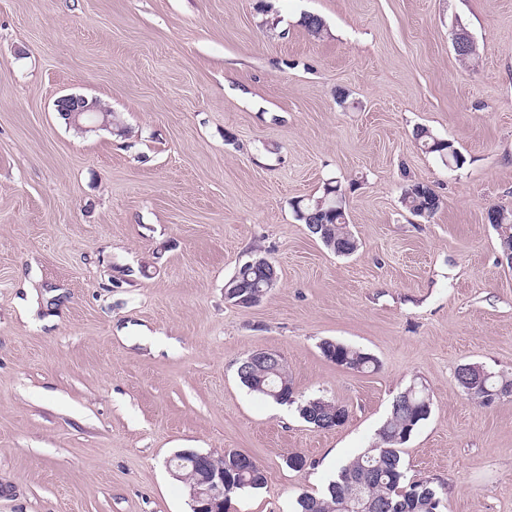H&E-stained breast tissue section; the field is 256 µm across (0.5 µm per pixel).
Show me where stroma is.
Returning <instances> with one entry per match:
<instances>
[{"mask_svg": "<svg viewBox=\"0 0 512 512\" xmlns=\"http://www.w3.org/2000/svg\"><path fill=\"white\" fill-rule=\"evenodd\" d=\"M66 94L100 100L111 128L68 126ZM335 180L349 256L294 213ZM413 182L441 197L431 218L405 208ZM494 207L512 211V0H0V512H191L167 469L182 450L262 465L230 512H295L413 383L432 405L409 479L442 483L444 512H512V396L480 406L456 378L512 377V228ZM257 250L278 282L233 304ZM326 339L377 369L334 364ZM257 350L345 423L249 392L237 367ZM415 139L421 142V146L427 150V152L438 154L445 165H448V162L450 165H460L461 158L451 143L435 139L427 129L417 128L415 131ZM448 149L453 151V155L448 153Z\"/></svg>", "mask_w": 512, "mask_h": 512, "instance_id": "stroma-1", "label": "stroma"}]
</instances>
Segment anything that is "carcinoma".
<instances>
[{"instance_id": "carcinoma-1", "label": "carcinoma", "mask_w": 512, "mask_h": 512, "mask_svg": "<svg viewBox=\"0 0 512 512\" xmlns=\"http://www.w3.org/2000/svg\"><path fill=\"white\" fill-rule=\"evenodd\" d=\"M415 139L430 153H436L443 163L460 165L458 152L448 153L450 143L434 138L427 129L415 131ZM405 207L414 215H434L442 200L429 185L415 182L403 194ZM297 220L308 223L314 217L317 224H330L336 229V246L333 251L344 255L354 253L357 240L347 230L345 196L342 185L327 184L323 195L311 200H300L295 205ZM236 281L249 285H260L269 274L262 265H240L235 273ZM324 357L338 366L353 371L370 367L373 359L359 349L340 342L325 341L321 344ZM240 383L250 392L278 404H294L299 416L308 424L319 425L333 411V400L314 395L295 397L286 366L273 372L265 366L256 365L238 375ZM459 386L474 403L482 404V387L500 389L502 395H512V380L487 373L484 380L478 379L475 371L466 367L457 372ZM429 418L419 395H398L392 401L389 417L380 428V444L367 448L342 465L321 495L302 494L297 499L296 512H440L438 502L443 499L444 486L431 479L408 481L402 458V445L413 431ZM212 465L224 467V479L229 489L225 505L232 498L247 490H259L266 483L265 470L257 462L249 469L240 464V453L226 452L222 458L212 459Z\"/></svg>"}]
</instances>
